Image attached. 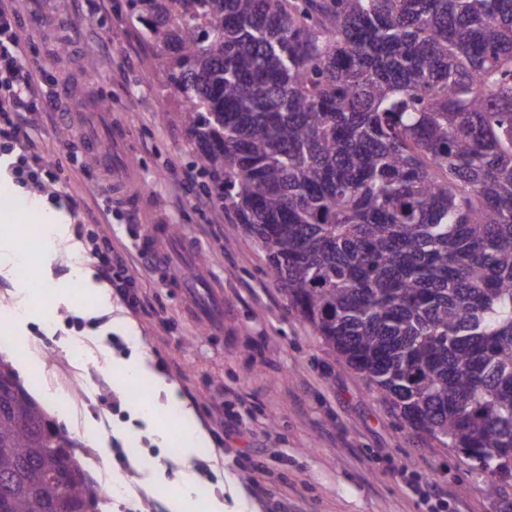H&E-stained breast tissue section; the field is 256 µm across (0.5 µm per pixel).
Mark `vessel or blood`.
Masks as SVG:
<instances>
[{"label": "vessel or blood", "mask_w": 512, "mask_h": 512, "mask_svg": "<svg viewBox=\"0 0 512 512\" xmlns=\"http://www.w3.org/2000/svg\"><path fill=\"white\" fill-rule=\"evenodd\" d=\"M121 133H113L111 147L100 143V136L91 133L85 137L88 153L95 155L99 161L110 164L113 176H122V167L113 163L109 151L120 148ZM142 249L152 261L158 274L168 287L187 294L193 301L198 318L216 327L224 325V293L213 280L207 276L200 263L199 247L190 245L184 238L173 235L169 229L148 231L142 240Z\"/></svg>", "instance_id": "1"}]
</instances>
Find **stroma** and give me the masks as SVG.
<instances>
[{"instance_id": "obj_1", "label": "stroma", "mask_w": 512, "mask_h": 512, "mask_svg": "<svg viewBox=\"0 0 512 512\" xmlns=\"http://www.w3.org/2000/svg\"><path fill=\"white\" fill-rule=\"evenodd\" d=\"M119 2L96 15L84 0H25L20 11L21 63L40 66L43 93L79 115L66 133L39 122L26 130L59 163L55 188L109 211L110 223L75 224L50 191L16 185L0 165V195L62 216L54 251L33 262L37 277L14 265L0 270V310L16 311L0 358L24 366L27 391L60 432L81 441L76 457L91 479L106 464L124 483L101 512H169L170 495L190 498L201 487L236 512H429L398 475L403 466L434 479L448 499L444 512H507L512 483L489 497L457 452L399 419L289 306L256 241L206 194L186 104L157 79L165 57ZM110 127L129 135L123 160L135 193L113 188L111 167L90 162L80 146L88 130ZM149 224L176 227L199 245L224 291L223 333H208L145 266L139 245ZM106 236L128 256L123 294L95 276L88 242ZM101 286L104 302L94 297ZM77 344L88 352L82 365L69 360ZM140 359L177 386L202 454L185 447L166 394L148 391L155 414H139L118 368ZM81 378L94 382L86 395L60 397ZM144 457L154 461L146 473ZM161 477L168 491L156 490Z\"/></svg>"}]
</instances>
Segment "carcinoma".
<instances>
[{
  "label": "carcinoma",
  "instance_id": "obj_1",
  "mask_svg": "<svg viewBox=\"0 0 512 512\" xmlns=\"http://www.w3.org/2000/svg\"><path fill=\"white\" fill-rule=\"evenodd\" d=\"M196 164L289 306L414 430L512 457V0H129ZM59 432L0 359V497L47 512Z\"/></svg>",
  "mask_w": 512,
  "mask_h": 512
}]
</instances>
